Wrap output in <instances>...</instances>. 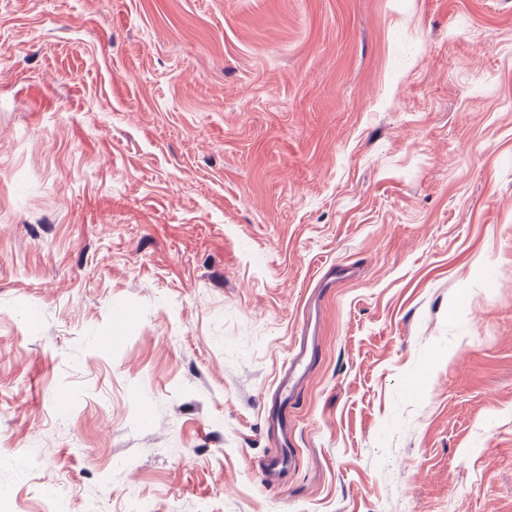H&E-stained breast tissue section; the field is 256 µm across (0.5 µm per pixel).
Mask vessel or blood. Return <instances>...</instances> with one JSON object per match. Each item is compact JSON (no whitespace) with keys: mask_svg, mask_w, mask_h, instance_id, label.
I'll return each mask as SVG.
<instances>
[{"mask_svg":"<svg viewBox=\"0 0 512 512\" xmlns=\"http://www.w3.org/2000/svg\"><path fill=\"white\" fill-rule=\"evenodd\" d=\"M314 354L308 346H300L288 373L280 382L276 396L269 409V416L280 431L281 436L276 449L270 451L259 464L257 474L262 484H276L284 473V463L288 457V444L290 439L288 431V410L294 404L298 395L297 389L306 375Z\"/></svg>","mask_w":512,"mask_h":512,"instance_id":"obj_1","label":"vessel or blood"}]
</instances>
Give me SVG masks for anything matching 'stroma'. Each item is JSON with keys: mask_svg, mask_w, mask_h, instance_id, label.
Here are the masks:
<instances>
[{"mask_svg": "<svg viewBox=\"0 0 512 512\" xmlns=\"http://www.w3.org/2000/svg\"><path fill=\"white\" fill-rule=\"evenodd\" d=\"M55 500L512 512V0H0V512ZM315 353L314 348L309 351L307 345L300 346L288 369V374L277 388L276 396L269 409V418L280 431L277 445L279 448L270 451L258 465L257 474L264 485H275L280 480L285 473L284 463L287 458L288 466L291 465L292 456L288 454V444H291L290 437H288V409L296 400L297 389L306 375Z\"/></svg>", "mask_w": 512, "mask_h": 512, "instance_id": "stroma-1", "label": "stroma"}]
</instances>
